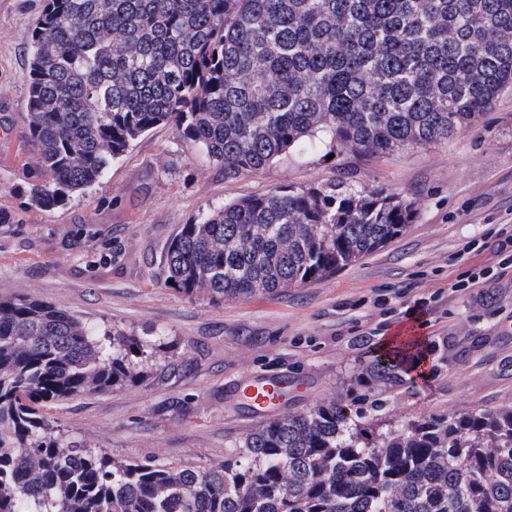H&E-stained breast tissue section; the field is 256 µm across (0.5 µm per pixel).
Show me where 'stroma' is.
Listing matches in <instances>:
<instances>
[{"instance_id":"1","label":"stroma","mask_w":512,"mask_h":512,"mask_svg":"<svg viewBox=\"0 0 512 512\" xmlns=\"http://www.w3.org/2000/svg\"><path fill=\"white\" fill-rule=\"evenodd\" d=\"M42 0H0V296L31 292L82 321L169 350L143 383L62 400L47 415L64 442L116 461L206 469L223 462L260 418L235 401L242 381H287L275 416L346 399L382 343L412 333L426 375L383 389L397 421L512 406V271L470 294L448 282L489 251L458 261L459 246L512 225V89L474 128L432 147L383 157L293 153L228 178L219 165L160 126L115 159L102 184L50 211L22 188L37 166L23 138L31 29ZM352 171L366 189L415 200L403 234L335 275L273 295L187 297L160 281L179 225L225 203L280 186L305 188ZM397 295L378 315L376 293ZM436 302H427L431 293Z\"/></svg>"}]
</instances>
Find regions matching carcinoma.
<instances>
[{
    "label": "carcinoma",
    "instance_id": "cac0c4a2",
    "mask_svg": "<svg viewBox=\"0 0 512 512\" xmlns=\"http://www.w3.org/2000/svg\"><path fill=\"white\" fill-rule=\"evenodd\" d=\"M512 88V0H43L31 32L29 207L103 181L159 125L236 178L293 150L445 143ZM415 201L354 175L180 225L164 284L212 300L334 274L401 235ZM168 346L0 297V512H512V406L393 425L370 363L349 402L265 420L218 467L118 463L54 434V403L148 378Z\"/></svg>",
    "mask_w": 512,
    "mask_h": 512
}]
</instances>
